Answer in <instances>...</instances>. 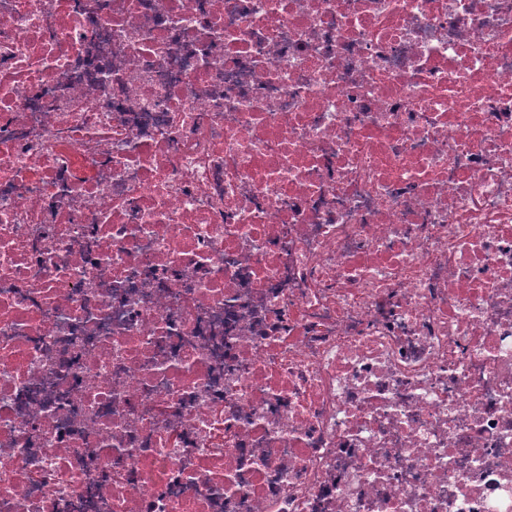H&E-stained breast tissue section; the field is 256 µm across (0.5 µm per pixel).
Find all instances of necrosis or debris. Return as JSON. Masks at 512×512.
<instances>
[{
	"label": "necrosis or debris",
	"instance_id": "necrosis-or-debris-1",
	"mask_svg": "<svg viewBox=\"0 0 512 512\" xmlns=\"http://www.w3.org/2000/svg\"><path fill=\"white\" fill-rule=\"evenodd\" d=\"M0 512H512V0H0Z\"/></svg>",
	"mask_w": 512,
	"mask_h": 512
}]
</instances>
